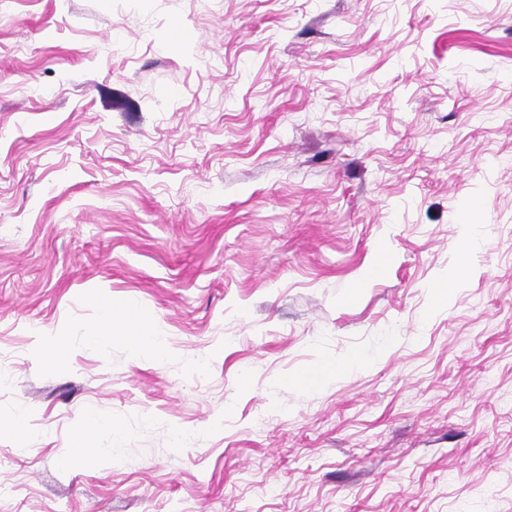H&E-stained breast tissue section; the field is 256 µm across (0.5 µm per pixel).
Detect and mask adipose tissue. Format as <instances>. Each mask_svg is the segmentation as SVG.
Masks as SVG:
<instances>
[{
    "label": "adipose tissue",
    "mask_w": 512,
    "mask_h": 512,
    "mask_svg": "<svg viewBox=\"0 0 512 512\" xmlns=\"http://www.w3.org/2000/svg\"><path fill=\"white\" fill-rule=\"evenodd\" d=\"M98 321L85 329L82 341L86 346L95 347L107 339H122L135 356L159 354L165 350V339L158 330H145L142 315L133 307L116 310L110 302L99 304Z\"/></svg>",
    "instance_id": "obj_1"
}]
</instances>
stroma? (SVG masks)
<instances>
[{"label": "stroma", "instance_id": "35a3bbf8", "mask_svg": "<svg viewBox=\"0 0 512 512\" xmlns=\"http://www.w3.org/2000/svg\"><path fill=\"white\" fill-rule=\"evenodd\" d=\"M0 372V512H512V0H0ZM460 278L461 271L448 270V273L429 286L433 307H437L447 300V297L454 290ZM98 321L85 329L82 341L87 347H96L107 339L120 338L137 357L165 351V339L156 329L142 328V315L133 307L117 311L110 302L98 303ZM113 335V336H112Z\"/></svg>", "mask_w": 512, "mask_h": 512}]
</instances>
